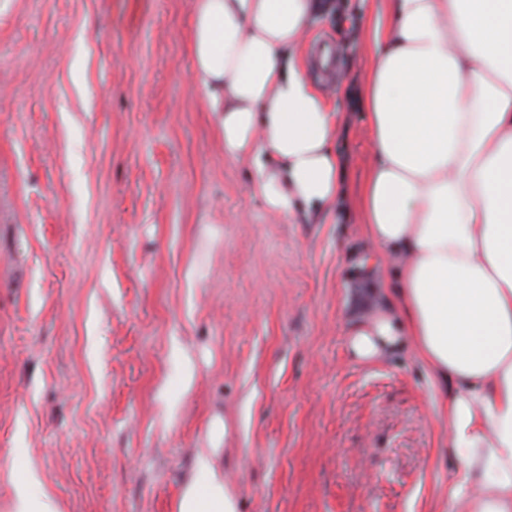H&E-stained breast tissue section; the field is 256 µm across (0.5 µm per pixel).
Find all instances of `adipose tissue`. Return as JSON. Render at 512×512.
I'll use <instances>...</instances> for the list:
<instances>
[{
	"mask_svg": "<svg viewBox=\"0 0 512 512\" xmlns=\"http://www.w3.org/2000/svg\"><path fill=\"white\" fill-rule=\"evenodd\" d=\"M319 0H194L193 67L224 137L282 217L333 208L340 116L288 62ZM363 90L366 234L398 270L392 309L349 334L372 361L410 343L445 399L451 512H512V0H385ZM211 454L178 512H238Z\"/></svg>",
	"mask_w": 512,
	"mask_h": 512,
	"instance_id": "1",
	"label": "adipose tissue"
}]
</instances>
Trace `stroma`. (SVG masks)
<instances>
[{"mask_svg":"<svg viewBox=\"0 0 512 512\" xmlns=\"http://www.w3.org/2000/svg\"><path fill=\"white\" fill-rule=\"evenodd\" d=\"M341 2L289 56L340 114L344 196L284 219L224 153L193 0H0V512L20 465L59 512H176L212 449L239 512H445L427 369L347 350L397 274L363 232L350 99L378 0ZM311 58L316 67L325 75H331L336 69V48L329 39H320L312 44Z\"/></svg>","mask_w":512,"mask_h":512,"instance_id":"stroma-1","label":"stroma"}]
</instances>
